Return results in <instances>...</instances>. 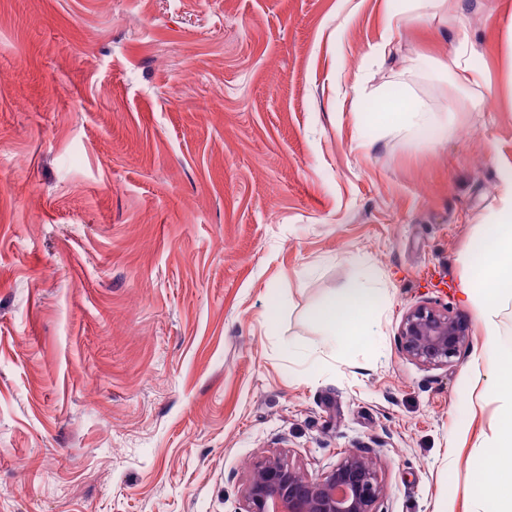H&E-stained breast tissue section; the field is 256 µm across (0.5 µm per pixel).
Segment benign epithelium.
Returning a JSON list of instances; mask_svg holds the SVG:
<instances>
[{"mask_svg": "<svg viewBox=\"0 0 512 512\" xmlns=\"http://www.w3.org/2000/svg\"><path fill=\"white\" fill-rule=\"evenodd\" d=\"M469 339L468 321L420 305L400 327L403 351L426 367L454 361ZM385 487L368 452L349 454L331 471L308 476L279 457L257 462L242 490L244 512H375Z\"/></svg>", "mask_w": 512, "mask_h": 512, "instance_id": "1", "label": "benign epithelium"}]
</instances>
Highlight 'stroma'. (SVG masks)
<instances>
[{
  "instance_id": "obj_1",
  "label": "stroma",
  "mask_w": 512,
  "mask_h": 512,
  "mask_svg": "<svg viewBox=\"0 0 512 512\" xmlns=\"http://www.w3.org/2000/svg\"><path fill=\"white\" fill-rule=\"evenodd\" d=\"M406 3L0 0V512H243L260 459L364 449L379 512H485L512 413L458 284L512 170V0ZM409 93L443 130L372 113ZM364 270L371 333L327 350ZM419 305L467 316L451 365L402 351ZM457 34L460 40V47L452 60L453 68L462 83L469 86H480V82L483 78L480 71L472 67L470 63V55L467 52L466 35L461 30H459ZM380 288L365 272L327 296L315 312V317L326 329L322 344L335 348L336 342L347 332L362 331L374 311Z\"/></svg>"
}]
</instances>
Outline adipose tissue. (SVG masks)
Instances as JSON below:
<instances>
[{"label":"adipose tissue","mask_w":512,"mask_h":512,"mask_svg":"<svg viewBox=\"0 0 512 512\" xmlns=\"http://www.w3.org/2000/svg\"><path fill=\"white\" fill-rule=\"evenodd\" d=\"M461 294L482 322L487 343L484 354H497L499 307L512 301V174L504 178L497 207L481 236L470 247L469 271L459 285ZM380 294L369 273L327 296L315 312L326 330L323 346L332 347L346 333L363 330Z\"/></svg>","instance_id":"obj_1"}]
</instances>
